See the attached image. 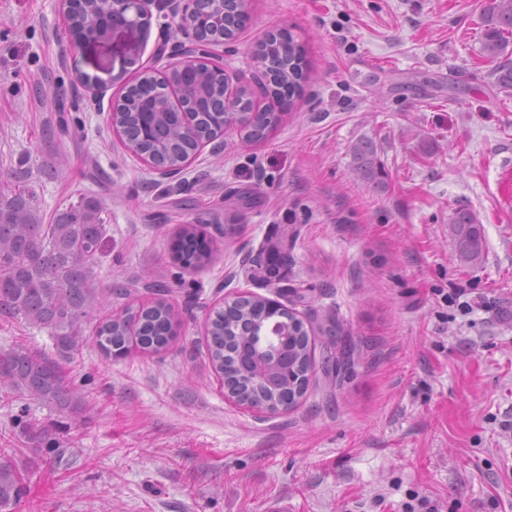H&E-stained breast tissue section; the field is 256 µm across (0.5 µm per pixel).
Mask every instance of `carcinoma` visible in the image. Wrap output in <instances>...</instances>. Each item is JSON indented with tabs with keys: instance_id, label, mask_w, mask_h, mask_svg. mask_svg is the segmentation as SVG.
<instances>
[{
	"instance_id": "obj_1",
	"label": "carcinoma",
	"mask_w": 512,
	"mask_h": 512,
	"mask_svg": "<svg viewBox=\"0 0 512 512\" xmlns=\"http://www.w3.org/2000/svg\"><path fill=\"white\" fill-rule=\"evenodd\" d=\"M109 0H72L68 33L80 42L92 28L107 30L112 24ZM485 32L482 53L494 62L490 76L504 90L512 89V60L506 49L512 37V0H491L484 11ZM249 16L248 0H226L222 13L211 12L208 2L200 6L188 24L197 36L207 41H231ZM262 59L275 89H288V105L303 90L308 61L304 45L288 35L286 40L263 41L254 49ZM224 75L219 69L202 67L196 81L185 87L184 105L195 112L197 122L189 131L179 127L175 113L164 104L150 75L127 87L118 102L121 122L128 140L143 153L152 155L164 166H175L193 150L198 141L217 136L210 122L211 110L221 104ZM162 104L158 116V137L152 142L139 139L141 106L146 97ZM242 103L239 137L247 143L267 138V129L282 117L272 112L253 110L250 91L240 93ZM376 148L372 141H359L352 147L355 174L375 186L382 173L375 165ZM104 203L84 195L76 204L57 212L45 223L34 192L0 189V318L22 319L45 329L56 353L64 358L75 350L96 309L104 299L97 282L98 257L106 234ZM456 260L463 265L481 262L484 251L482 224L465 208L452 212L448 223ZM212 251L199 236L197 226L180 228V246L176 260L184 266L203 268L210 264ZM157 298L148 307L129 308L125 315L106 318L94 324L92 339L105 353L120 355L129 349L131 331L138 333L140 348L152 352L166 349L173 339L178 317L166 298V286L153 285ZM288 316V344L285 346L291 380L276 388L255 382L241 359L242 351L252 344L264 320L258 300L244 296L234 307L213 312L207 330L209 360L214 370L224 375L245 405L278 407L296 404L315 372L312 345L320 339L328 349L337 347L342 335L340 323L330 319L317 326H306L292 313ZM0 384L21 393L62 414L82 407V399L65 381L60 363L48 356L34 354L24 346L0 354ZM22 478L9 461H0V512H10L22 496Z\"/></svg>"
}]
</instances>
